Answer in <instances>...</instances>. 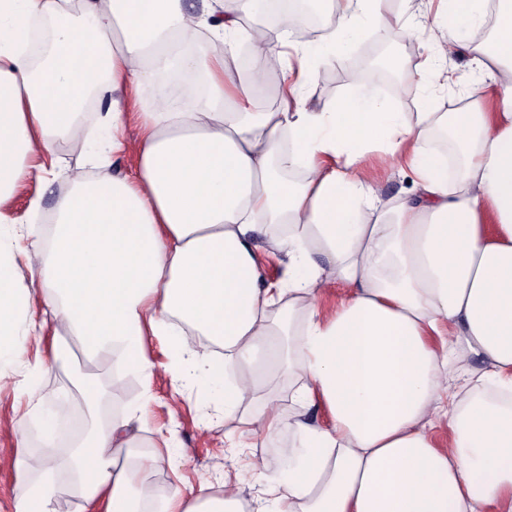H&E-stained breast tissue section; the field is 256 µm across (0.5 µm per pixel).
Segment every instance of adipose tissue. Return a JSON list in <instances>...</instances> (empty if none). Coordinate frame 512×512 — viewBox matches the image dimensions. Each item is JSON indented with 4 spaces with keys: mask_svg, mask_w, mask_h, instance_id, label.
<instances>
[{
    "mask_svg": "<svg viewBox=\"0 0 512 512\" xmlns=\"http://www.w3.org/2000/svg\"><path fill=\"white\" fill-rule=\"evenodd\" d=\"M274 0H237L234 10L199 11L186 0H83L73 14L62 0H9L0 10V202L28 178L26 160L59 138L88 139L77 116L97 76L114 96L104 116L108 139L91 159L121 150L126 91L171 71L193 72L202 87L179 98L158 93L140 112L135 175L76 177L55 213L47 258L30 264L54 318V349L76 337L91 355L118 357L147 373L142 338L168 337L175 360L194 356L180 332L188 325L224 347L248 371L224 386V414L259 389L257 378L284 360L303 377L296 411L283 416L266 399L254 430L292 429L294 467L265 473L271 496L256 512H512V406L488 401L482 387L512 394V0H500L494 51L477 66L497 88L494 112H420L407 117L361 82L333 104L310 106L321 68L344 53L363 28L382 33L401 16L389 0H336L324 35L295 47L293 13L276 28L244 30L241 17L270 11ZM448 33L437 55L470 51L487 0H443ZM52 21L53 44L39 65L27 55L33 20ZM251 44L247 83L231 65L241 40ZM292 45V44H291ZM280 67L290 105H250L271 67ZM450 134L461 157L456 175L429 144ZM383 148L417 177L414 195L380 203L363 176L368 153ZM301 176L291 181L276 164ZM266 225L288 277L264 285L252 237ZM290 225L288 234L276 232ZM15 237L0 225V360L20 361L19 332L36 328L30 288L18 287ZM332 281L350 295L332 317L317 296ZM305 300L289 316L287 356L271 342L273 310ZM454 335H447V328ZM440 346H433V337ZM486 368L466 393L441 392L461 356ZM322 404L314 425L304 410ZM447 405L454 432L435 448L425 420ZM145 409L109 425H73L57 445L56 417L43 423L49 459L15 461V512H55L56 477L68 472L85 512H146L154 492L140 477L153 457L126 467L115 455L140 444ZM166 512H243L237 488L222 496L177 489Z\"/></svg>",
    "mask_w": 512,
    "mask_h": 512,
    "instance_id": "ef3b65f1",
    "label": "adipose tissue"
}]
</instances>
